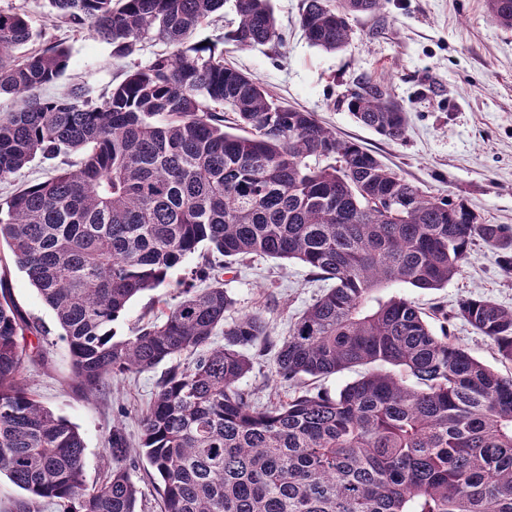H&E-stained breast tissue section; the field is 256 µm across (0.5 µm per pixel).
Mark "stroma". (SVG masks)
I'll return each mask as SVG.
<instances>
[{
  "instance_id": "1",
  "label": "stroma",
  "mask_w": 512,
  "mask_h": 512,
  "mask_svg": "<svg viewBox=\"0 0 512 512\" xmlns=\"http://www.w3.org/2000/svg\"><path fill=\"white\" fill-rule=\"evenodd\" d=\"M300 3L273 0L284 34L279 46L240 49L225 43V32L238 22L229 5L223 18L198 36L223 50L229 65L256 77L275 98L315 113L338 137L367 148L407 181L464 200L485 223L512 227V30L490 19L483 0H386L381 10L350 18L344 49L325 52L305 39L298 24ZM0 10L26 14L42 32L41 45L59 42L67 48V67L46 87L49 95L74 86L100 94L166 49L162 42L147 40L133 55L115 57L111 44L56 17L48 0H0ZM365 74L384 83L406 110L402 140L386 139L349 112L347 92ZM199 260L191 255L167 283L135 297L114 326L117 336L131 335L156 320L165 304L176 303L178 283ZM0 265L21 310L49 330L41 341L44 361H26L22 382L43 405L78 428L85 443V481L99 484L112 469L108 438L113 425H122L130 442L138 441L139 415L151 403L162 371L110 379L91 393L81 390L53 310L3 244ZM223 280L235 301L232 316L260 313L275 339L288 335L328 287L301 263L254 255L234 261ZM399 292L428 312L433 332L448 330L479 361L503 376L512 375V364L501 362L494 345L454 315L465 298H489L512 309V279L501 273L484 245L473 246L447 287L428 291L404 285ZM446 311L451 314L447 320L442 317ZM242 387L264 404L286 399L291 392L275 383L268 356L255 360Z\"/></svg>"
}]
</instances>
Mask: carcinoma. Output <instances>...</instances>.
Wrapping results in <instances>:
<instances>
[{"label": "carcinoma", "mask_w": 512, "mask_h": 512, "mask_svg": "<svg viewBox=\"0 0 512 512\" xmlns=\"http://www.w3.org/2000/svg\"><path fill=\"white\" fill-rule=\"evenodd\" d=\"M384 0H302L315 47L349 41V16ZM226 0H50L128 57L146 39L171 51L97 97L44 86L68 61L27 17L0 10V181L33 162L53 166L0 203V243L55 313L79 386L171 363L139 415L138 455L154 469L161 512H512V377L435 334L421 308L387 288L438 290L480 242L512 278V228L485 224L462 201L432 196L315 114L273 98L195 33ZM512 29V0H484ZM237 47L283 43L271 0H234ZM356 121L391 141L406 118L385 85L362 75L348 97ZM205 246L228 259L297 260L333 287L271 341L258 312L227 320L234 299L218 280L181 284L163 319L117 339L136 296L164 285ZM467 321L512 363V309L459 301ZM224 328V345L213 336ZM48 330L24 314L0 277V475L27 494L21 512H137L135 459L122 426L112 471L84 480L78 428L21 381L26 337ZM274 352L276 380L297 386L263 405L241 387L253 359ZM191 364L173 363L182 354ZM376 368L335 396L298 387L357 365ZM400 368L414 384L384 367Z\"/></svg>", "instance_id": "1"}]
</instances>
